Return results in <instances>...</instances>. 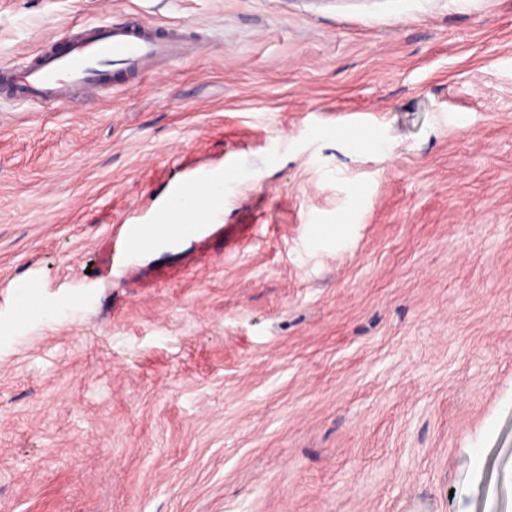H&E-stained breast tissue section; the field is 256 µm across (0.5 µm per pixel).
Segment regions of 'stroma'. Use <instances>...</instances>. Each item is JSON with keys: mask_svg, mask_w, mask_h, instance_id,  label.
<instances>
[{"mask_svg": "<svg viewBox=\"0 0 512 512\" xmlns=\"http://www.w3.org/2000/svg\"><path fill=\"white\" fill-rule=\"evenodd\" d=\"M122 20L208 38L0 101V512H512V0H0V65ZM199 207L214 208L224 212V184L214 187L211 192L202 199L199 205L194 201H180L174 205V213L181 223L190 227L196 224V216ZM163 201L153 212L150 224H121L118 236L121 254L126 260H133L136 256L134 249L147 245L152 239L156 227L165 229L169 242L176 243L183 236V226L178 223L174 214L164 209Z\"/></svg>", "mask_w": 512, "mask_h": 512, "instance_id": "stroma-1", "label": "stroma"}]
</instances>
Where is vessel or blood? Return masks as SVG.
<instances>
[{
  "label": "vessel or blood",
  "instance_id": "b4317fda",
  "mask_svg": "<svg viewBox=\"0 0 512 512\" xmlns=\"http://www.w3.org/2000/svg\"><path fill=\"white\" fill-rule=\"evenodd\" d=\"M201 47L191 28L152 22H105L75 25L65 45L47 43L22 66H0V97L27 104L71 105L117 91L125 83L154 73L164 64L193 57ZM164 228L178 242L183 226L173 213L157 207L147 224L120 225L124 259H134L154 228Z\"/></svg>",
  "mask_w": 512,
  "mask_h": 512
}]
</instances>
